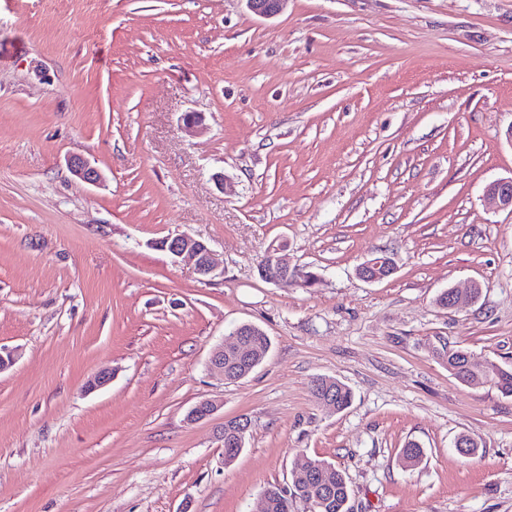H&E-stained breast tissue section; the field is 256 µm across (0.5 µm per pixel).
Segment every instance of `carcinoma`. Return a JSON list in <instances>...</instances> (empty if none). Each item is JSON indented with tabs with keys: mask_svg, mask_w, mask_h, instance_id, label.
<instances>
[{
	"mask_svg": "<svg viewBox=\"0 0 512 512\" xmlns=\"http://www.w3.org/2000/svg\"><path fill=\"white\" fill-rule=\"evenodd\" d=\"M433 355L448 364L451 372L460 382L466 384L474 378V372L466 367V351L451 349L444 345L433 350ZM224 371L230 373V379L238 380L246 377L253 371L251 365L237 361L229 352L224 354ZM486 382L495 387L501 394L512 396V367L492 365L487 375ZM311 391L318 401L325 397H331L336 405V410L342 411L351 403L352 392L343 383L336 379L320 377L312 381ZM423 457V449L417 444L411 443L401 450L400 460L406 467L416 466ZM291 479L294 486L293 494L302 498L304 496L319 498L321 488L331 489L329 497L323 499L317 512H350L349 486L344 473L323 461L316 460L315 466L298 465L293 463ZM267 501L266 512H291L292 500L288 494L278 486H271L264 491Z\"/></svg>",
	"mask_w": 512,
	"mask_h": 512,
	"instance_id": "cac0c4a2",
	"label": "carcinoma"
}]
</instances>
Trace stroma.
Here are the masks:
<instances>
[{"label": "stroma", "mask_w": 512, "mask_h": 512, "mask_svg": "<svg viewBox=\"0 0 512 512\" xmlns=\"http://www.w3.org/2000/svg\"><path fill=\"white\" fill-rule=\"evenodd\" d=\"M511 124L512 0H0V512H262L299 454L351 512H512V396L432 355L512 366V211L484 203ZM178 234L223 274L174 262ZM273 253L317 282L265 281ZM243 323L271 347L227 382L207 363ZM69 166L73 175L86 184L96 185L102 178L100 171L81 156H72ZM159 244L177 262L191 265L202 280H210L217 275L218 264L205 242L188 235H177L164 238L160 240ZM468 354L462 349H451L447 345L433 349V355L448 364V371L451 372L460 382L468 384L469 380L474 378L475 373L466 367L465 355ZM311 391L314 398L319 402L330 395L334 403L331 399L322 400L321 403L326 407L336 409V411L346 409L352 399L351 390L345 384L332 378H316L312 381Z\"/></svg>", "instance_id": "stroma-1"}]
</instances>
